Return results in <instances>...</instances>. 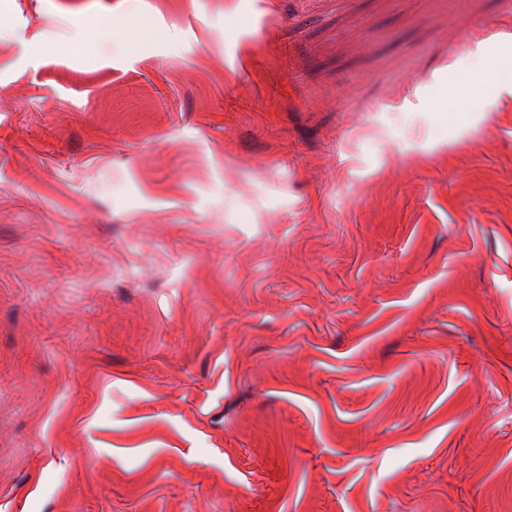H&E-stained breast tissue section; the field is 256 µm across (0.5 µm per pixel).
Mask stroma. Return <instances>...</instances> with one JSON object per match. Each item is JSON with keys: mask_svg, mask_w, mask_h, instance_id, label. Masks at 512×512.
I'll use <instances>...</instances> for the list:
<instances>
[{"mask_svg": "<svg viewBox=\"0 0 512 512\" xmlns=\"http://www.w3.org/2000/svg\"><path fill=\"white\" fill-rule=\"evenodd\" d=\"M0 9V512H512V0Z\"/></svg>", "mask_w": 512, "mask_h": 512, "instance_id": "stroma-1", "label": "stroma"}]
</instances>
